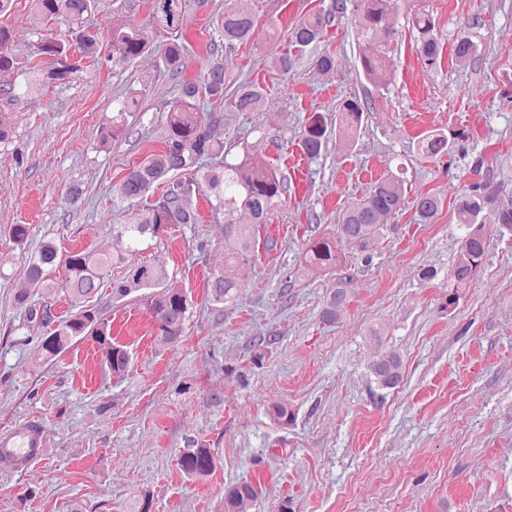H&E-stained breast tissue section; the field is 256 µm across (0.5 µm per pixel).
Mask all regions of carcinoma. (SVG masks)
<instances>
[{
  "mask_svg": "<svg viewBox=\"0 0 512 512\" xmlns=\"http://www.w3.org/2000/svg\"><path fill=\"white\" fill-rule=\"evenodd\" d=\"M32 20L46 23L59 16L70 19L72 29L65 40L44 39L37 54L51 59L47 71L35 64L31 72L42 84L69 81L83 72L81 59L98 60L102 45L112 47V56L127 62L159 55L165 71L179 80L177 95L168 104L161 148L129 167L120 184L121 199L140 205L133 224H114L112 233L128 242L133 255L148 239H157L180 227L199 223L198 199L204 198L211 215L224 220V269L207 281L208 296L218 309L232 306L239 299L242 286L235 276V267L257 256L259 250L270 253L278 241L272 235L261 237L271 213L288 198L291 180L281 169L249 152L235 162L218 160L224 154V141L217 128L224 126V110L258 112L267 99V90L255 81L238 80L230 76L221 64L210 66L202 77L182 79L188 46L182 34L183 19L189 0H148L149 26L154 36L131 28L119 14L107 21L104 33L90 32L82 25L84 16L98 8L99 0H29ZM353 6L355 37L361 47L359 64L364 78L375 87L388 84L392 65V44L396 29L392 22V0H332L326 9L305 14L280 38L279 49L271 58L272 67L286 75L292 71L308 47L318 48L329 28L338 24L348 6ZM224 50L232 51L244 42L261 41L255 29L252 0H232L221 20ZM412 30L417 34L419 53L430 70L439 66L442 46L436 21L429 12L412 16ZM13 32L0 26V75L15 68L12 53ZM477 45L467 35L458 36L454 54L459 61L476 56ZM140 111L136 97H128L112 108V117L100 130L99 148L108 149L112 141L129 135L128 118ZM370 111L369 101L348 99L336 110V115L312 112L304 120L298 147L304 156L317 160L326 150L330 136L336 135L351 146L358 138L364 113ZM470 139L464 128L448 130L431 128L412 145L415 152L437 158L454 152ZM474 172L482 177L467 186L459 195L455 211L457 224L463 229L461 245L448 274V310H453L471 288L487 250L486 224L500 226L512 233V200L500 197V186L491 172ZM405 204L404 180L391 172L381 177L366 197L339 213L337 224L307 240L302 254V268L319 275L336 272L346 258L336 250V239L346 241L358 251V259L368 266L373 256L372 245L395 230L392 224L379 222L382 215H398ZM417 215L423 221L435 217L439 202L429 193L417 195L414 201ZM59 251L51 239H44L37 250L26 258L23 266L29 289L15 295L27 324L46 329L41 336H27L24 342L33 344V362L43 366L56 359L74 344L92 340L101 363L116 376L123 375L131 355L127 347L112 337V324L94 298L103 286L104 275L120 268L122 273L112 279V299L121 301L142 290L153 320V335L159 346H171L182 341L190 318L192 299L181 282L162 267L148 262H130L123 254L108 255L89 249L69 251L58 259ZM62 267L64 275L56 281L51 273ZM62 290L67 295L72 313L57 319L46 302L34 300L37 294ZM348 300L347 289L335 288L321 312L326 323L336 322ZM376 384L383 389L396 387L402 379V364L395 354H386L368 366ZM273 420L288 425L295 414L288 404L274 403L269 408ZM178 466L191 478L209 475L214 468V456L207 442L187 437L180 451ZM259 489L252 483L241 482L226 489L224 512H250Z\"/></svg>",
  "mask_w": 512,
  "mask_h": 512,
  "instance_id": "obj_1",
  "label": "carcinoma"
}]
</instances>
